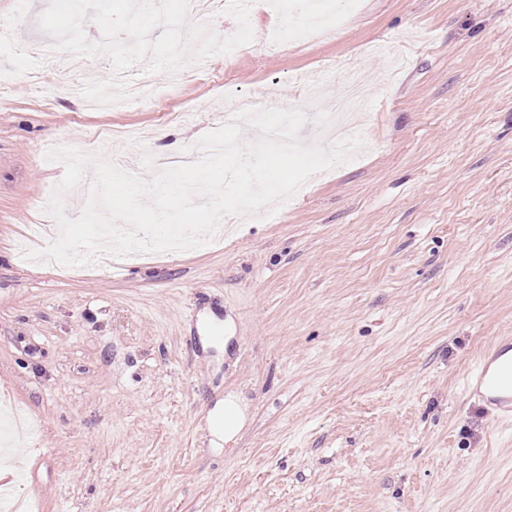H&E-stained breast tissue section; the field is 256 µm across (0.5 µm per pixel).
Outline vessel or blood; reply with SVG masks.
<instances>
[{"label": "vessel or blood", "mask_w": 512, "mask_h": 512, "mask_svg": "<svg viewBox=\"0 0 512 512\" xmlns=\"http://www.w3.org/2000/svg\"><path fill=\"white\" fill-rule=\"evenodd\" d=\"M466 386L493 413L512 417V341L502 340L480 357L466 376Z\"/></svg>", "instance_id": "b4317fda"}]
</instances>
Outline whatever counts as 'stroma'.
Segmentation results:
<instances>
[{"label": "stroma", "mask_w": 512, "mask_h": 512, "mask_svg": "<svg viewBox=\"0 0 512 512\" xmlns=\"http://www.w3.org/2000/svg\"><path fill=\"white\" fill-rule=\"evenodd\" d=\"M355 2L283 52L266 33L292 8L263 0L250 50L101 109L80 89L109 61L50 70L26 49L49 0H0L23 32L0 38V417L31 424L0 483L40 512H512V419L465 387L512 336V0ZM348 61L363 144L274 214L110 267L24 259L30 225L32 249L58 236L50 148L192 157L257 85L324 111ZM228 395L246 421L217 446Z\"/></svg>", "instance_id": "obj_1"}]
</instances>
